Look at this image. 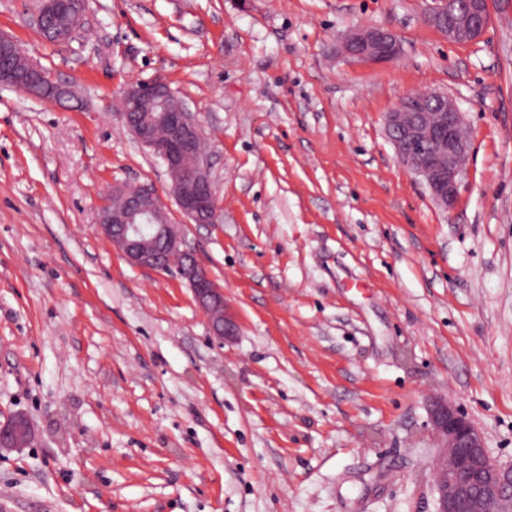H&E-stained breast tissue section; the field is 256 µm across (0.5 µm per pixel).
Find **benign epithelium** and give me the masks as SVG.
Here are the masks:
<instances>
[{
  "label": "benign epithelium",
  "instance_id": "obj_1",
  "mask_svg": "<svg viewBox=\"0 0 512 512\" xmlns=\"http://www.w3.org/2000/svg\"><path fill=\"white\" fill-rule=\"evenodd\" d=\"M64 0H40L32 23L43 34L44 20L62 15ZM427 21L454 41L470 42L488 27V0H432ZM83 14L53 28L54 42L66 45L82 24ZM342 52L355 60L390 63L398 59L397 37L382 28L366 26L350 33ZM0 83L28 96L68 100L72 87L48 79L43 66L28 59L20 69H0ZM174 96L168 81L157 76L131 82L123 102L147 99L164 107V131L149 114L122 108L126 127L138 142L159 158L167 170L178 173L173 193L180 211L195 224H217L221 216L215 205V192L208 165L202 159L201 129L184 102L173 108L167 102ZM388 136L403 164L429 188L443 209L457 202L463 161L469 150L462 134L464 116L456 102L440 93L408 95L385 116ZM113 197L123 201L117 209H100L101 232L131 264L162 270L166 259L177 255L182 263L178 273L186 279L195 300L208 316L211 335L224 340L235 334L236 323L224 309V292L208 276L194 253L185 248L180 225L170 222L159 197L149 188L123 183L112 189ZM431 428L440 448L432 462L434 486L438 494L436 512H512V469H504L490 459L482 437L473 422L453 405L436 402L429 412ZM33 442L30 422L18 413L0 422V450L17 449Z\"/></svg>",
  "mask_w": 512,
  "mask_h": 512
}]
</instances>
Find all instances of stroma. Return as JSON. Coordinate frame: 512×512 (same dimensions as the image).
I'll list each match as a JSON object with an SVG mask.
<instances>
[{
  "label": "stroma",
  "mask_w": 512,
  "mask_h": 512,
  "mask_svg": "<svg viewBox=\"0 0 512 512\" xmlns=\"http://www.w3.org/2000/svg\"><path fill=\"white\" fill-rule=\"evenodd\" d=\"M68 46L36 0L0 32L75 95L0 85V512H436L433 400L512 468V0L448 40L426 0H86ZM388 64L337 52L353 28ZM163 76L197 112L219 224H190L119 115ZM452 96L470 151L453 209L384 118ZM152 189L224 290L211 336L187 281L99 230L113 185ZM342 52L358 61L390 63L398 59L400 43L393 33L379 27L366 26L356 29L345 38ZM30 422L18 413L0 422V450L17 449L33 442Z\"/></svg>",
  "instance_id": "1"
}]
</instances>
